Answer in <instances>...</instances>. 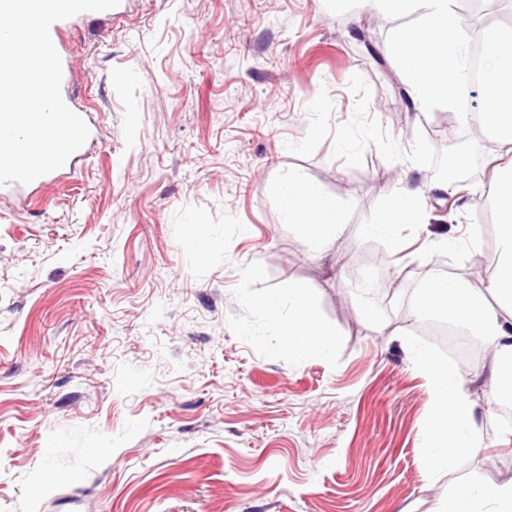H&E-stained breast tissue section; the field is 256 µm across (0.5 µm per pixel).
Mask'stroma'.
Segmentation results:
<instances>
[{
    "instance_id": "stroma-1",
    "label": "stroma",
    "mask_w": 512,
    "mask_h": 512,
    "mask_svg": "<svg viewBox=\"0 0 512 512\" xmlns=\"http://www.w3.org/2000/svg\"><path fill=\"white\" fill-rule=\"evenodd\" d=\"M415 22L359 0H125L64 32L98 138L38 204L0 198V512H435L464 480L512 478L480 381L476 449L423 467L430 394L400 334L434 259L485 287L498 146L411 108L392 45ZM457 140L451 200L434 169ZM293 175L341 203L336 257L284 224ZM405 183L426 223L395 252L361 227ZM288 286L331 357H294L266 322L257 296Z\"/></svg>"
}]
</instances>
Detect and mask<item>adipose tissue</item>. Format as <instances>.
I'll return each mask as SVG.
<instances>
[{"mask_svg":"<svg viewBox=\"0 0 512 512\" xmlns=\"http://www.w3.org/2000/svg\"><path fill=\"white\" fill-rule=\"evenodd\" d=\"M363 3L381 11L417 15V23L399 33L393 47L406 78L407 98L418 112L429 114L440 108L451 112L458 123H468L470 114L458 105L457 87L470 43L453 23L452 0ZM484 59L485 110L479 121L501 153L512 158V29L485 32ZM490 198L498 214V248L489 262L486 291L439 278L429 282L413 308L414 318L440 312L479 337L490 355L488 365L466 369L442 364L417 338L404 341L413 368L426 375L431 391L422 448L425 472L432 480L447 471L463 450L476 446L478 401L470 387L474 375L488 374L491 403L512 402V161L497 167ZM279 203L285 223L310 242L315 255L334 252L344 230L336 200L321 196L313 186L294 177L281 187ZM421 219L420 190L403 188L387 195L380 217L363 225L362 232L394 247L401 227ZM258 306L295 355L334 353V331L316 318L301 289L270 290L259 297ZM438 512H512V479L462 483L449 492Z\"/></svg>","mask_w":512,"mask_h":512,"instance_id":"obj_1","label":"adipose tissue"}]
</instances>
